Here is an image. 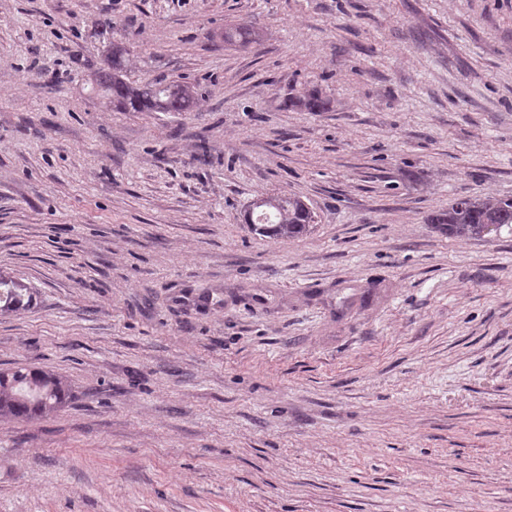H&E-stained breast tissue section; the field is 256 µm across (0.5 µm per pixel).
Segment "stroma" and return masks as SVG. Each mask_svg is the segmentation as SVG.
<instances>
[{"label": "stroma", "instance_id": "1", "mask_svg": "<svg viewBox=\"0 0 512 512\" xmlns=\"http://www.w3.org/2000/svg\"><path fill=\"white\" fill-rule=\"evenodd\" d=\"M106 19L190 111L93 89ZM462 196L512 199V0H0V371L70 387L0 419V512H512V230ZM270 200L267 205L265 199L251 204V209H260L255 219L254 211L249 213V216L246 215V224L252 233L288 239L308 232L310 224L313 223V216L308 205L300 197L277 196ZM431 223L445 224L450 235L481 238L487 235L489 224L512 228V199L457 198L448 204V209L437 212ZM25 297L27 302L24 303ZM32 302L30 288L17 283L9 277L0 274V312L7 313L19 310Z\"/></svg>", "mask_w": 512, "mask_h": 512}]
</instances>
